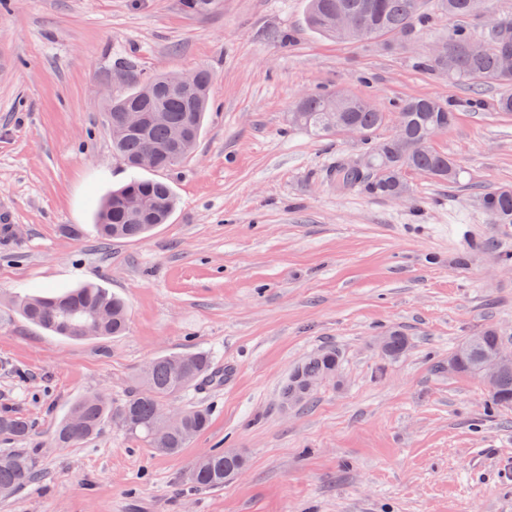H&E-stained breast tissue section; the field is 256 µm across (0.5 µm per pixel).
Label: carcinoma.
<instances>
[{
	"label": "carcinoma",
	"instance_id": "1",
	"mask_svg": "<svg viewBox=\"0 0 512 512\" xmlns=\"http://www.w3.org/2000/svg\"><path fill=\"white\" fill-rule=\"evenodd\" d=\"M475 0H438L440 10L448 14V56L428 57L420 62L425 69H443L448 78L479 89L486 84L503 88L497 106L512 112V72L500 65L503 52L512 51V40L503 42L486 32L474 35L458 23L474 12ZM424 0H308L307 21L316 32L336 40L367 43L389 36L397 43L411 41L418 33ZM348 12L361 18L368 37L343 36L336 31V14ZM168 73L147 76L114 95L107 108V128L112 139V153L137 170L141 159L153 150L157 156L155 169H169L195 148L207 111L213 75L206 69L195 70V80L188 89L178 92L167 86ZM335 95L309 93L293 107L292 124L317 137L334 135L336 112L344 113L346 122L357 127L368 141L388 121V114L372 102L352 96L341 109L334 105ZM161 112L163 120L147 125L142 134L126 129L125 116L140 112L150 117ZM455 112L448 102L434 97H418L404 101L396 121L399 132L375 144L381 158L373 163L345 159L327 171L326 178L341 191L362 189L388 198H397L407 189L404 175L416 170L440 182H454L459 177L455 160L430 146L432 139L448 129ZM186 131L177 142L174 134ZM492 224H512V187L487 189L481 199ZM175 200L170 185L159 180L133 178L107 196L98 209L97 229L100 239H137L159 224L168 221ZM29 322L71 340L120 336L127 328V306L124 299L106 288L86 285L55 294H31L10 300ZM501 345L497 329L488 327L467 337L452 352L462 360L461 373L477 376L484 355ZM408 339L398 331L388 333L384 354L393 359L403 354ZM341 357L330 348L306 358L289 375L281 390V400L292 405L306 404L313 398L303 385L307 378L334 379L340 370ZM212 373V358L205 352H185L151 359L141 369L133 392L122 403L113 406L103 392L90 393L73 403L56 425L51 444L71 448L98 436L107 422H112L130 435L142 439L147 447L164 455L175 456L210 424L209 410L204 407L182 409L184 423L177 430L161 431L158 412L167 401L178 396L201 377ZM490 408L512 407V370L502 373L493 392L488 394ZM0 438L18 444L0 449V498L8 499L30 485L42 474L40 444L35 442L32 422L8 412L0 413ZM246 459L234 452L209 451L198 457L189 470V480L198 488H217L245 468Z\"/></svg>",
	"mask_w": 512,
	"mask_h": 512
}]
</instances>
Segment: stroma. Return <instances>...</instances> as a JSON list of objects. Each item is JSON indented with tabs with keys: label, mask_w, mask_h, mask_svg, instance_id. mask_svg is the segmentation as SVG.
Segmentation results:
<instances>
[{
	"label": "stroma",
	"mask_w": 512,
	"mask_h": 512,
	"mask_svg": "<svg viewBox=\"0 0 512 512\" xmlns=\"http://www.w3.org/2000/svg\"><path fill=\"white\" fill-rule=\"evenodd\" d=\"M307 0H0V297L95 283L128 303L125 335L73 342L0 306V411L43 442L44 479L0 512H512V407L485 409L479 379L448 370L464 337L487 327L512 349V224L482 193L512 186V114L495 86L473 93L420 68L448 33L429 7L417 38L347 43L306 23ZM133 72L205 68L211 109L194 153L160 179L177 205L147 238L101 245L93 222L131 176L104 114ZM370 98L396 114L409 98L451 103L433 139L462 173L410 171L404 202L337 191L325 173L367 146L292 128L303 95ZM65 224L80 237L62 233ZM409 340L386 358L376 340ZM342 357L307 406L283 407L291 369L317 350ZM202 350L215 377L173 407L210 408V428L177 456L113 424L61 452L54 423L92 390L123 402L154 356ZM215 448L246 467L218 489L187 479Z\"/></svg>",
	"instance_id": "1"
}]
</instances>
